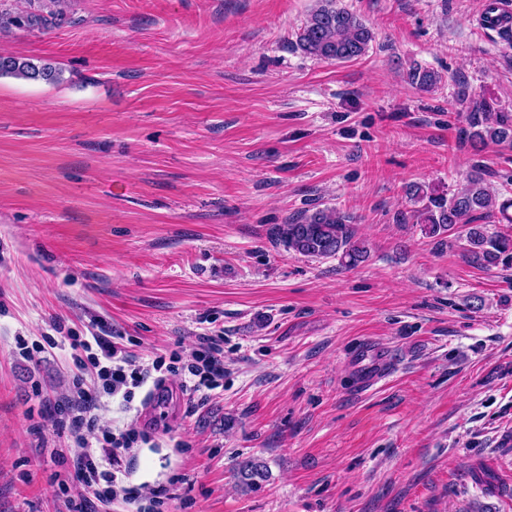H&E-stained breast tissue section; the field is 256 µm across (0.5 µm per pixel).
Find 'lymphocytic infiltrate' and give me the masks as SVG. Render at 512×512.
Here are the masks:
<instances>
[{
  "label": "lymphocytic infiltrate",
  "mask_w": 512,
  "mask_h": 512,
  "mask_svg": "<svg viewBox=\"0 0 512 512\" xmlns=\"http://www.w3.org/2000/svg\"><path fill=\"white\" fill-rule=\"evenodd\" d=\"M72 349L88 352V362L81 367L74 391L63 420L65 426L75 432L78 452L74 460V479L78 486L76 497L66 502L67 512H88L96 503L103 512H109L118 495L132 496V488L126 487L125 471L114 466V459L129 452L138 443L137 431L127 429L118 433L98 430L97 398L100 392L122 396L131 400L133 391L144 386L153 375L181 376L183 384L193 391L217 389L224 379V356L215 339L198 337L192 350L193 361L180 366L178 353L170 356L156 355L150 359L132 355L121 344L95 337L94 341L75 340ZM105 442L112 447L111 458L97 457L94 441Z\"/></svg>",
  "instance_id": "obj_1"
}]
</instances>
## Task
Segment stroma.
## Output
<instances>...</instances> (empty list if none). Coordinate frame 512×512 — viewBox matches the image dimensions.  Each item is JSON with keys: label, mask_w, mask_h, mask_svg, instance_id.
I'll return each mask as SVG.
<instances>
[{"label": "stroma", "mask_w": 512, "mask_h": 512, "mask_svg": "<svg viewBox=\"0 0 512 512\" xmlns=\"http://www.w3.org/2000/svg\"><path fill=\"white\" fill-rule=\"evenodd\" d=\"M314 3L70 0L0 33V56L65 71L0 77V512L71 494L74 336L186 364L224 340L222 388L100 396L102 425L143 437L121 463L154 512H512V267L400 220L408 184L451 193L476 164L512 196V150L463 145L453 105L464 85L512 112V42L486 0H339L375 38L336 64L297 46ZM315 207L355 217L364 263L276 243ZM372 346L391 370L366 390ZM248 457L270 479L243 494ZM4 61V64L2 62ZM0 77L16 78L60 84L64 82L63 70L51 62L28 57L0 56ZM408 81L419 90L429 91L436 88L440 82L441 77L438 73L422 69L421 67H411L407 72Z\"/></svg>", "instance_id": "1"}]
</instances>
